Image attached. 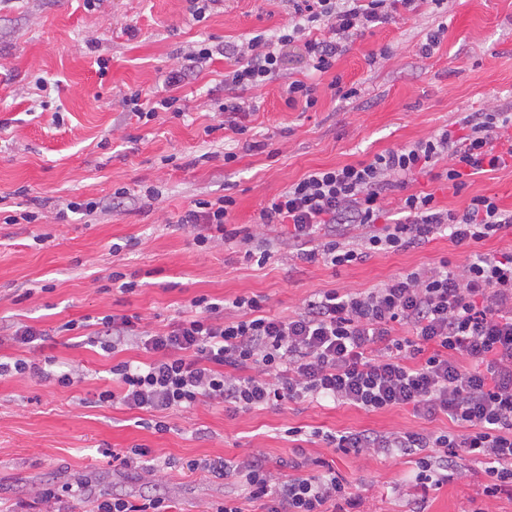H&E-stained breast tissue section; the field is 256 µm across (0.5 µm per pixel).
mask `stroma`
Instances as JSON below:
<instances>
[{
	"label": "stroma",
	"mask_w": 512,
	"mask_h": 512,
	"mask_svg": "<svg viewBox=\"0 0 512 512\" xmlns=\"http://www.w3.org/2000/svg\"><path fill=\"white\" fill-rule=\"evenodd\" d=\"M287 21V0H217L199 22L188 0H0V210L40 215L33 224L0 223V357L18 354L3 341L8 327L27 324L47 334L39 357L82 375L70 387L0 378V512H46L39 492L49 482L72 486L62 512H91L93 491L76 487L85 478L136 500L159 489L174 512H207L241 489L186 470L187 460H231L254 448L275 466L294 455L291 427L451 429L447 418L428 421L409 407L368 413L303 400L240 415L206 405L171 411L167 431L159 433L152 413L98 400L119 389L112 365L144 360V353L131 348L108 356L79 331L61 329L108 314H137L161 329L187 315L199 295L260 296L267 316L285 317L321 290L366 289L443 259L463 262L461 251L437 234L420 247L373 253L336 269L292 266L285 249L260 265L238 243L201 248L177 228L193 201L229 194L236 228L254 231L268 199L314 169L370 160L473 112L512 113V0L422 5L356 39L325 74L312 71L303 45L289 48L286 79L316 83L318 103L307 112L288 107L285 80L255 88L259 109L246 135L224 128L216 100L224 95L228 63L219 54L177 89L183 117L164 114L142 124L124 106L136 89L162 87L197 40L238 45ZM440 24L447 31L438 51L419 57V44ZM337 76L357 96H334L329 84ZM40 79L47 84L42 93ZM255 139L266 149H253ZM228 151L238 155L229 167ZM120 188L127 198H116ZM419 190L434 192L441 208L457 213L477 195L496 196L511 210L512 167L472 176L458 193L421 175L406 189ZM71 198L101 208L55 220L60 202ZM116 271L137 281L135 292L113 285ZM136 445L169 459L155 481L119 475L113 453ZM306 451L364 489L363 512H408L417 498L426 499L427 512H512L511 499L483 496L482 479L465 460L448 483L422 489L409 480L412 465L403 457L364 464L318 444Z\"/></svg>",
	"instance_id": "obj_1"
}]
</instances>
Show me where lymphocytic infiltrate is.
<instances>
[{"label":"lymphocytic infiltrate","instance_id":"1","mask_svg":"<svg viewBox=\"0 0 512 512\" xmlns=\"http://www.w3.org/2000/svg\"><path fill=\"white\" fill-rule=\"evenodd\" d=\"M443 0H288V23L272 36L257 34L224 53L227 113L233 134L247 131L242 120L255 106L247 91L280 78L284 50L303 43L310 66L325 73L348 42L399 12ZM325 37H315V30ZM511 112L463 118L460 130L443 129L371 160L319 168L264 205L256 231L231 229L236 200L222 195L194 201L179 218L200 244L240 240L247 257L263 264L279 246L294 262L331 267L352 264L376 252H399L447 234L465 254L463 263L401 274L361 291L315 293L285 318L263 313L257 297L239 296L230 307L200 295L193 315L160 331L131 317L101 318L93 340L108 353L132 345L147 354L140 364L112 367L120 393L101 392L132 409L161 415L198 405L221 406L235 414L303 399H326L367 412L409 406L426 419L443 416L449 430L332 432L288 428L294 441L324 444L362 458L408 456L418 485H440L462 458L480 464L485 496L512 499V252L489 256L478 244L512 228V210L496 197L477 195L463 212L440 208L431 192L405 195L401 217L382 224L388 192L433 175L453 189L470 176L512 162ZM362 228L351 238V227ZM237 484L242 495L225 498L214 512H243L240 499L261 502L263 512H360L364 497L333 468L314 471L308 458L272 468L265 456L244 452L186 462Z\"/></svg>","mask_w":512,"mask_h":512}]
</instances>
